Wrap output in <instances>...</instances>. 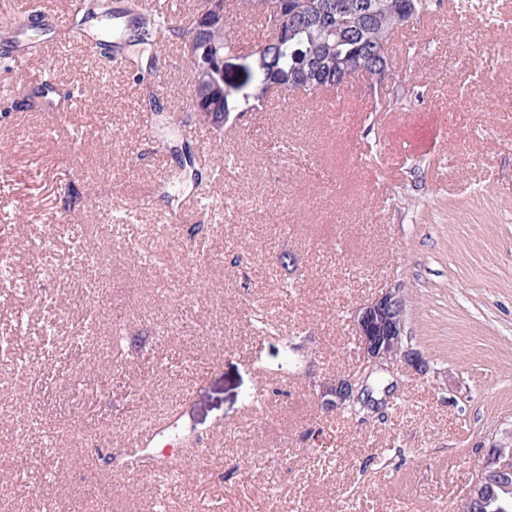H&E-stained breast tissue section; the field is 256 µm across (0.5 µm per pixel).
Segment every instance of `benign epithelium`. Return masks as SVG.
<instances>
[{"label": "benign epithelium", "mask_w": 512, "mask_h": 512, "mask_svg": "<svg viewBox=\"0 0 512 512\" xmlns=\"http://www.w3.org/2000/svg\"><path fill=\"white\" fill-rule=\"evenodd\" d=\"M336 14V35L341 37L353 32L363 23L375 17L372 3L362 0L358 11L345 15L334 0H319L313 9H296L288 15V24L304 27L313 23L317 16ZM212 70L204 69L193 73L192 105H197L201 93L207 86ZM369 78V84L376 95H382L392 84L394 69L386 51L376 47L365 58L344 61L336 66L333 82L343 87L355 75ZM405 298L399 288H387L373 299L359 307L354 315V326L359 340L360 352L365 367L373 371L384 363L400 359L407 366L420 372L427 369V362L421 354L404 343ZM360 380L350 375H338L320 384L319 404L326 411L341 410L353 399L358 398ZM498 484L509 489L512 484V457L508 458L491 445L482 456L479 473L470 486L459 512H478L484 506V488Z\"/></svg>", "instance_id": "1"}]
</instances>
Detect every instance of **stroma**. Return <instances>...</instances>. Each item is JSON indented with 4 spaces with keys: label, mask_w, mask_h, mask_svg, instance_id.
Returning <instances> with one entry per match:
<instances>
[{
    "label": "stroma",
    "mask_w": 512,
    "mask_h": 512,
    "mask_svg": "<svg viewBox=\"0 0 512 512\" xmlns=\"http://www.w3.org/2000/svg\"><path fill=\"white\" fill-rule=\"evenodd\" d=\"M73 2L19 29L26 0H0V512H458L512 427V0H432L400 28V103L360 78L339 111L296 96L220 134L180 45L113 70L69 41ZM23 54L84 102L14 94ZM395 287L427 371H373L366 420L324 412L320 383L361 366L355 311ZM175 405L208 469L97 456Z\"/></svg>",
    "instance_id": "obj_1"
}]
</instances>
